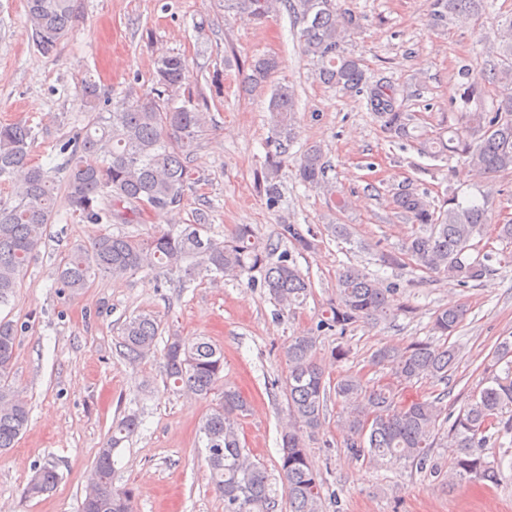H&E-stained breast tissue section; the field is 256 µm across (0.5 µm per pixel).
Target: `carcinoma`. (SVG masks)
<instances>
[{"mask_svg": "<svg viewBox=\"0 0 512 512\" xmlns=\"http://www.w3.org/2000/svg\"><path fill=\"white\" fill-rule=\"evenodd\" d=\"M292 8L299 15L300 41L315 59L319 80L346 93L366 95L367 109L384 120L397 135L407 133L406 113L401 111L397 91L385 82L369 83L360 59L346 52L347 37L358 26L356 15L336 10L332 0H224V9L263 19ZM30 38L37 49L52 52L78 20L76 0H26ZM484 0H434L433 16L441 21L453 13L468 18L479 14ZM496 59L484 80L502 89L491 107L480 105L460 113L459 126L448 129L442 149L466 158L476 175L490 179L512 170V17L501 24ZM278 67L272 57L249 64L248 86H267ZM189 81V64L180 54L156 60L154 87L143 97L125 95L112 108L99 107L97 86L85 83L81 95L92 119L84 134L60 146L67 155L61 171L68 187L69 210L90 224H110L127 211L171 212L178 210L194 183L190 157L207 123V100L193 92L182 93ZM297 95L294 86L271 87L267 112L276 151L266 157L261 172L264 190L271 199L279 196L276 183L281 167L283 142L297 135ZM31 127L15 122L0 124V179L15 182V202L0 204V305L9 303L18 280L42 243L54 219L55 176L30 159ZM299 180L327 196L342 212L348 200L327 178V165L319 146L311 145L297 162ZM399 213L421 231L408 239L400 253L381 255L384 266H402L411 261L428 273L443 274L461 284L481 283L490 268L466 253L476 248L473 240L489 223L487 206L448 198V209L431 208L414 191L404 189L393 197ZM206 208L194 213L193 223L146 240L119 234H104L90 245L74 246L55 271V280L72 292L86 288L96 274L120 277L144 267L177 269L190 282L202 273L240 278L258 271L270 297L287 312L301 306L311 284L283 254L269 260L272 248L254 239L249 224H238L221 241L208 234ZM284 235L302 251L314 242L293 224ZM393 288L359 267H344L337 277L336 299L322 314L317 329L345 331L361 321L385 319ZM465 309L448 306L432 321L434 335L449 337L461 327ZM18 329L9 319H0V451L14 447L29 421L30 410L6 384L13 364ZM161 336L160 321L150 313L129 318L122 326L115 350L131 365L148 356ZM318 337L312 332L288 341L285 356L288 377L285 391L289 422L281 432L280 473L288 497L289 512H323L321 482L308 462L306 438L321 427L330 394L341 405L347 447L372 467L388 465L425 468L431 448L443 425L448 428L452 466L448 484L477 478L497 484L502 459L483 453L487 441L512 435V341L499 343L496 360L506 362L501 375H492L448 422L440 399L398 401L397 386L366 385L355 375L331 383L318 357ZM455 344L415 340L402 349L377 350L372 361L386 364L397 382L421 379L447 381L459 360ZM224 370L222 352L204 340L190 341L176 333L164 347L166 382L189 394L209 397L218 389ZM248 411L247 399L234 387L224 386L220 397L202 420L199 432L206 440L210 483L224 498V512H277L278 500L262 464L255 462L241 445L240 420ZM141 421L128 414L112 426L111 435L98 448L81 512H132L131 488L112 486L114 453L132 435ZM59 480L56 467L36 468L23 488L26 498L50 492Z\"/></svg>", "mask_w": 512, "mask_h": 512, "instance_id": "carcinoma-1", "label": "carcinoma"}]
</instances>
